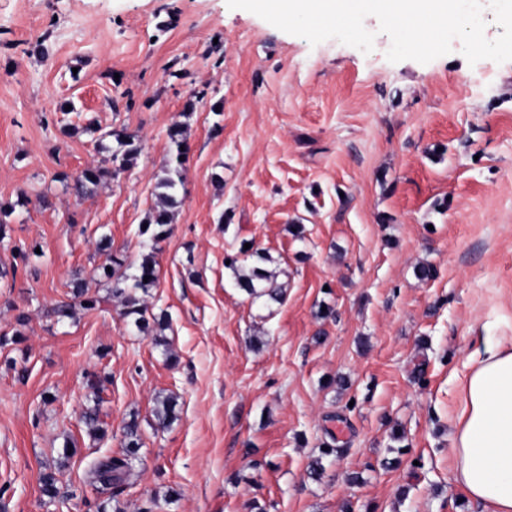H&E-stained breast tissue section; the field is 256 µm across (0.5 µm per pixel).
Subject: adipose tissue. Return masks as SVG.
Wrapping results in <instances>:
<instances>
[{"instance_id":"obj_1","label":"adipose tissue","mask_w":512,"mask_h":512,"mask_svg":"<svg viewBox=\"0 0 512 512\" xmlns=\"http://www.w3.org/2000/svg\"><path fill=\"white\" fill-rule=\"evenodd\" d=\"M451 420L453 477L482 512H512V336H482Z\"/></svg>"}]
</instances>
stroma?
<instances>
[{"instance_id": "35a3bbf8", "label": "stroma", "mask_w": 512, "mask_h": 512, "mask_svg": "<svg viewBox=\"0 0 512 512\" xmlns=\"http://www.w3.org/2000/svg\"><path fill=\"white\" fill-rule=\"evenodd\" d=\"M364 25L368 54L226 0H0V512H480L449 420L480 324L512 300V61L469 64L456 40L392 63ZM176 124L180 204L143 296L167 325L143 334L100 268L135 272ZM111 130L137 160L76 198ZM245 242L283 303L237 288ZM77 278L100 309L47 318ZM133 419L132 470L99 492L90 466Z\"/></svg>"}]
</instances>
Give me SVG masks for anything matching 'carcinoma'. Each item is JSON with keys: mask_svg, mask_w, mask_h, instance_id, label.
Segmentation results:
<instances>
[{"mask_svg": "<svg viewBox=\"0 0 512 512\" xmlns=\"http://www.w3.org/2000/svg\"><path fill=\"white\" fill-rule=\"evenodd\" d=\"M122 148L121 154L113 153L104 156L97 165L85 169L74 180L72 190L78 196L91 194L99 184L107 179L117 177L122 171L133 165L140 153V147L132 140L125 139L121 134L112 131ZM169 139L175 148L170 159L172 174L166 176L157 184L160 192L157 195V204L151 208L145 224L140 229V235L148 237L150 241H157L168 235L171 231L173 213L172 209L178 203L177 185L182 182V171L186 161L188 149L184 132L177 126L169 130ZM124 261L112 259V265L104 267V275L113 282L112 295L121 299L124 308L123 315L134 317V323L141 329L147 328L145 313L146 306L138 291H146L157 280L156 262L151 253L145 254L136 268L135 273L128 274L122 271ZM236 286L254 299L266 298L280 303L285 297V288L278 283L277 275L259 266L245 268L236 277ZM102 299L89 294L88 288L80 281L73 282L71 292L67 298L57 301L48 311V315L61 323L75 318L77 310L95 311L100 308ZM176 401L167 398L156 409L159 425L166 427L175 417ZM125 454L122 456H108L98 460L91 468L93 483L99 489L117 488L125 480L130 460L139 448L138 427L131 421L125 426ZM41 493L48 502L52 503L59 497V488L55 473L48 471L40 478Z\"/></svg>", "mask_w": 512, "mask_h": 512, "instance_id": "obj_1", "label": "carcinoma"}]
</instances>
